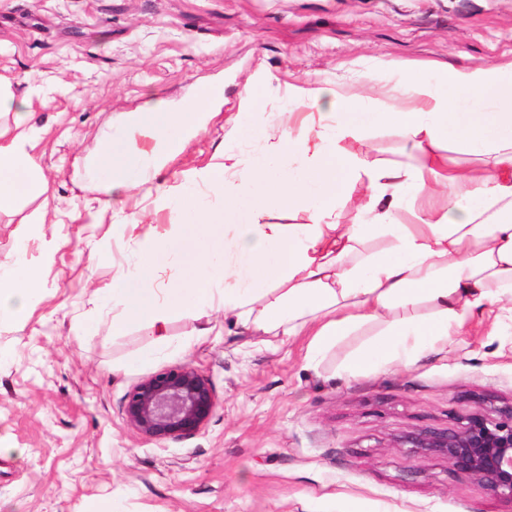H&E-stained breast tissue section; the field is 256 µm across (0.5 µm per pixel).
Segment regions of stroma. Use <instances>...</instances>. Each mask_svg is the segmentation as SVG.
<instances>
[{"label":"stroma","mask_w":512,"mask_h":512,"mask_svg":"<svg viewBox=\"0 0 512 512\" xmlns=\"http://www.w3.org/2000/svg\"><path fill=\"white\" fill-rule=\"evenodd\" d=\"M448 63L512 65V0H0V81L30 103L29 150L50 182L49 199L0 214V261L24 252L45 281L0 322V512H512L446 458L396 445L453 425L477 398L512 399L511 322L357 378L341 368L368 332L312 359L307 337L262 343L220 307L204 322L174 316L158 348L148 326L114 332L101 291L168 215L136 201L101 211L83 176L124 113L215 82L220 99L158 182L178 184L229 150L262 152L281 133L268 122L277 113L300 127L289 85L317 81L381 108L398 67ZM237 125L267 136L233 140ZM344 147L404 158L385 126ZM45 203L47 223H27ZM183 365L210 380L216 410L192 435L143 438L126 420L128 393Z\"/></svg>","instance_id":"1"}]
</instances>
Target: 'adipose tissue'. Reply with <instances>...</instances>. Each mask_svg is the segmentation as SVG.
<instances>
[{
  "label": "adipose tissue",
  "mask_w": 512,
  "mask_h": 512,
  "mask_svg": "<svg viewBox=\"0 0 512 512\" xmlns=\"http://www.w3.org/2000/svg\"><path fill=\"white\" fill-rule=\"evenodd\" d=\"M392 103L373 109L320 84L290 85L294 108L318 107L312 125L285 129L264 154L228 153L223 163L154 184L167 158L205 124L198 103L130 112L120 138L85 160L106 207L133 192L167 212L166 233L104 289L112 328L151 327L166 338L174 314L205 318L215 306L267 336H310V356L375 324V338L344 364L350 377L391 362L418 363L491 318L512 320V73L488 65L447 66L437 76L397 70ZM0 213L48 183L28 151L35 135L24 101L0 89ZM384 124L401 135L410 160L384 165L345 150L346 139ZM453 141L489 158L488 169H451L431 148ZM280 155L273 169L267 157ZM363 203L354 223L338 221L353 189ZM447 196V207L435 200ZM275 209L305 214L270 222ZM234 226L232 244L225 226ZM41 277L23 258L0 264V320L22 313Z\"/></svg>",
  "instance_id": "obj_1"
}]
</instances>
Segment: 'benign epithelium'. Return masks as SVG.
Returning <instances> with one entry per match:
<instances>
[{
	"label": "benign epithelium",
	"mask_w": 512,
	"mask_h": 512,
	"mask_svg": "<svg viewBox=\"0 0 512 512\" xmlns=\"http://www.w3.org/2000/svg\"><path fill=\"white\" fill-rule=\"evenodd\" d=\"M216 407L208 379L190 366H176L135 385L126 399L125 416L144 438L163 441L196 433ZM396 443L413 453L446 458L454 470L512 503V403L498 406L484 399L454 426L408 432Z\"/></svg>",
	"instance_id": "benign-epithelium-1"
}]
</instances>
